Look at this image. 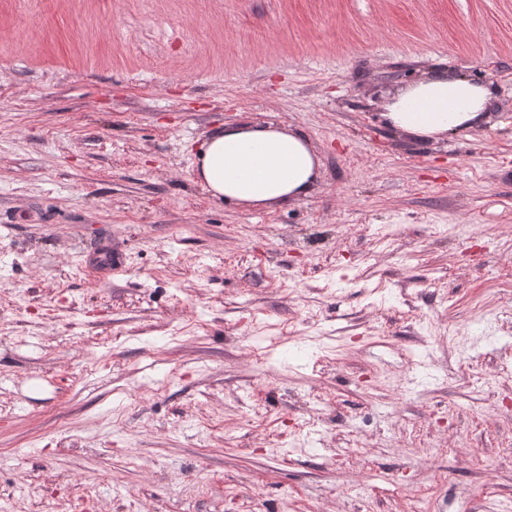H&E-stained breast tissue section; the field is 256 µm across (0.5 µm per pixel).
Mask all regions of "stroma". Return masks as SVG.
<instances>
[{"mask_svg":"<svg viewBox=\"0 0 512 512\" xmlns=\"http://www.w3.org/2000/svg\"><path fill=\"white\" fill-rule=\"evenodd\" d=\"M248 123L310 195L198 183ZM510 362L512 0H0V512H512ZM493 99V90L487 86L449 76L448 70H433L400 90L382 117L403 135L436 142L486 121ZM319 166L301 131L273 124L224 125L208 136L195 174L214 199L259 208L306 197ZM95 261L85 260V267L96 277H111L112 275L123 274L124 269L118 261H112V254L107 246H103L98 250Z\"/></svg>","mask_w":512,"mask_h":512,"instance_id":"1","label":"stroma"}]
</instances>
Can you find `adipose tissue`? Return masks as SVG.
<instances>
[{
  "label": "adipose tissue",
  "instance_id": "adipose-tissue-1",
  "mask_svg": "<svg viewBox=\"0 0 512 512\" xmlns=\"http://www.w3.org/2000/svg\"><path fill=\"white\" fill-rule=\"evenodd\" d=\"M493 99L491 88L440 69L400 90L383 117L403 135L436 142L486 121ZM319 166L301 131L271 124L228 125L208 137L196 177L214 199L271 207L306 197Z\"/></svg>",
  "mask_w": 512,
  "mask_h": 512
}]
</instances>
